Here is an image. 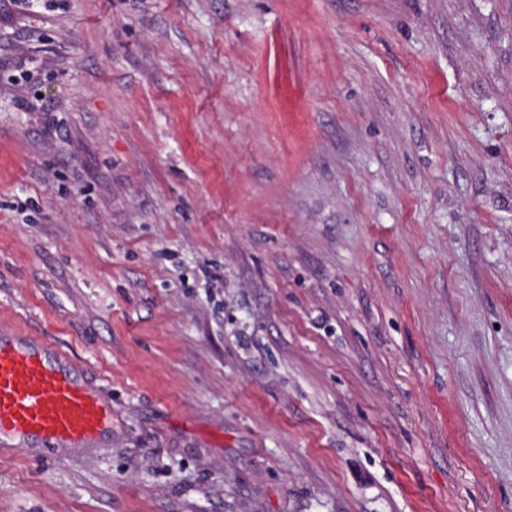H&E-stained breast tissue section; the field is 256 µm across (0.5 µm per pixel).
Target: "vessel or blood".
I'll return each mask as SVG.
<instances>
[{"label": "vessel or blood", "mask_w": 512, "mask_h": 512, "mask_svg": "<svg viewBox=\"0 0 512 512\" xmlns=\"http://www.w3.org/2000/svg\"><path fill=\"white\" fill-rule=\"evenodd\" d=\"M112 429V402L42 337L0 336V447L91 448Z\"/></svg>", "instance_id": "vessel-or-blood-1"}]
</instances>
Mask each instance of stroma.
<instances>
[{
	"mask_svg": "<svg viewBox=\"0 0 512 512\" xmlns=\"http://www.w3.org/2000/svg\"><path fill=\"white\" fill-rule=\"evenodd\" d=\"M1 328L0 512H512V0L1 6ZM41 336H0V447L91 448L111 435L112 400Z\"/></svg>",
	"mask_w": 512,
	"mask_h": 512,
	"instance_id": "1",
	"label": "stroma"
}]
</instances>
